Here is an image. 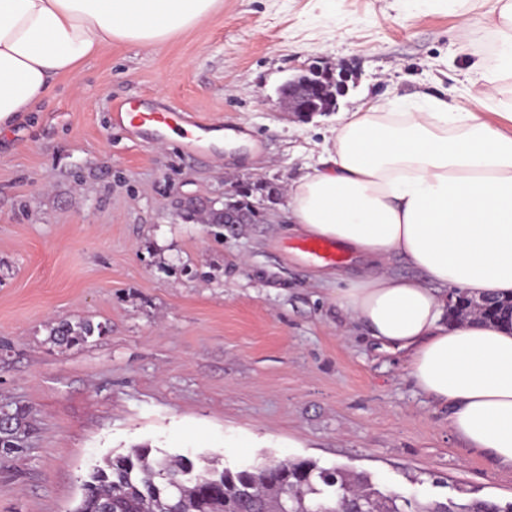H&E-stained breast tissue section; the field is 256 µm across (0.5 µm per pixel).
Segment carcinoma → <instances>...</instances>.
Masks as SVG:
<instances>
[{"instance_id":"1","label":"carcinoma","mask_w":512,"mask_h":512,"mask_svg":"<svg viewBox=\"0 0 512 512\" xmlns=\"http://www.w3.org/2000/svg\"><path fill=\"white\" fill-rule=\"evenodd\" d=\"M101 331L89 321L61 322L50 328L62 347L83 344ZM26 411L0 407V448L20 452L17 434ZM152 449L134 447L107 458L81 485L74 512H512L492 500L456 505L423 504L401 493H383L371 477L340 467H322L311 460L284 459L268 469L261 465L240 470L211 461L202 467L182 455L151 457ZM192 468L194 481L183 472Z\"/></svg>"}]
</instances>
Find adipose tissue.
I'll use <instances>...</instances> for the list:
<instances>
[{"label": "adipose tissue", "instance_id": "obj_1", "mask_svg": "<svg viewBox=\"0 0 512 512\" xmlns=\"http://www.w3.org/2000/svg\"><path fill=\"white\" fill-rule=\"evenodd\" d=\"M460 7V42L495 38L476 92L497 100L512 78V0L480 18ZM223 0H0V128L39 111L60 76L112 43L160 47ZM341 113L317 166L287 188L288 219L352 254L358 270L336 306L383 350L402 354L414 387L448 411L466 447L512 466V324L448 320L447 288L512 296V131L440 98ZM401 257L416 270L389 269Z\"/></svg>", "mask_w": 512, "mask_h": 512}]
</instances>
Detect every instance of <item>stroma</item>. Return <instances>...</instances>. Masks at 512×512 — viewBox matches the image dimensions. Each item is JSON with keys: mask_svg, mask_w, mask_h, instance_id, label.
Masks as SVG:
<instances>
[{"mask_svg": "<svg viewBox=\"0 0 512 512\" xmlns=\"http://www.w3.org/2000/svg\"><path fill=\"white\" fill-rule=\"evenodd\" d=\"M443 0H224L153 49L113 45L59 78L41 110L0 131V407L27 412L24 454L0 450V512H72L83 479L137 446L242 469L311 459L371 473L420 501L512 502V467L465 447L316 286L288 200L216 226L178 214L223 205L237 183L284 185L316 164L334 114L301 122L279 90L318 64L352 74L342 112L392 98L468 94L476 57ZM163 100L243 131L197 158L112 121L115 103ZM103 335L61 347L53 325ZM215 203L207 202L204 200H190L187 203H185L184 208L186 209L187 213L194 214L191 212V210L194 208L197 211H200L201 209H205L206 211H213L218 213L220 215V218L218 220H206L203 219L204 223H223L224 224H254L257 220H260L263 216V212L260 211L257 216L254 218L252 215H249L245 213V211H241L238 208L230 209L225 206L224 203V209H215L214 207Z\"/></svg>", "mask_w": 512, "mask_h": 512, "instance_id": "obj_1", "label": "stroma"}]
</instances>
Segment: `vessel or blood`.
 <instances>
[{"label":"vessel or blood","instance_id":"obj_1","mask_svg":"<svg viewBox=\"0 0 512 512\" xmlns=\"http://www.w3.org/2000/svg\"><path fill=\"white\" fill-rule=\"evenodd\" d=\"M113 120L154 137L163 138L170 132L181 133L183 150L189 155L206 152L211 133L224 129L223 124L195 120L189 113L158 101L123 103L114 112ZM299 247L313 258L327 263L336 262L340 257L335 244L319 238H303Z\"/></svg>","mask_w":512,"mask_h":512}]
</instances>
